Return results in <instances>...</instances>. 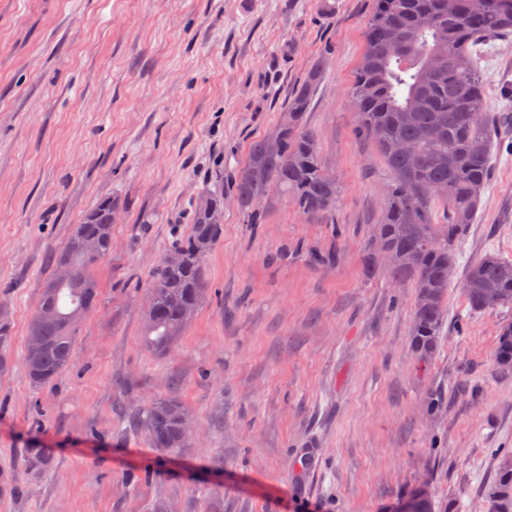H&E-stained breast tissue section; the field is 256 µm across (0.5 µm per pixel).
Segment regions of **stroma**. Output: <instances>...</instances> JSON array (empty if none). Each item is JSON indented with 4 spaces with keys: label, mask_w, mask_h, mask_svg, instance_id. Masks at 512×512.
<instances>
[{
    "label": "stroma",
    "mask_w": 512,
    "mask_h": 512,
    "mask_svg": "<svg viewBox=\"0 0 512 512\" xmlns=\"http://www.w3.org/2000/svg\"><path fill=\"white\" fill-rule=\"evenodd\" d=\"M374 0H0V299L13 340L0 375V512H392L424 487L434 512H493L512 452L507 310L471 311L459 282L429 364L412 347L415 291L368 273L390 173L354 130L348 88ZM322 72L304 120L344 186L332 223L274 199L247 223L230 194L251 143ZM487 111L512 94V40L480 60ZM458 270L512 259V126ZM224 189L206 258L210 298L164 355L142 344L155 267ZM123 210L94 268L100 293L72 364L27 381L24 348L51 256L99 199ZM176 396L198 436L152 448L131 421ZM52 458L42 477L20 458Z\"/></svg>",
    "instance_id": "stroma-1"
}]
</instances>
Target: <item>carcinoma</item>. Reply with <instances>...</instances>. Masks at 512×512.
Segmentation results:
<instances>
[{"instance_id": "obj_1", "label": "carcinoma", "mask_w": 512, "mask_h": 512, "mask_svg": "<svg viewBox=\"0 0 512 512\" xmlns=\"http://www.w3.org/2000/svg\"><path fill=\"white\" fill-rule=\"evenodd\" d=\"M512 36V0H375L365 40L366 51L348 96L356 130L374 141L391 173L386 206L369 247L374 269L416 290L412 336L424 363L438 345L446 314L448 285L457 267V245L473 223L487 188L498 130L512 115L489 114L475 48L498 36ZM320 74L314 67L294 90L281 120L268 136L253 142L234 176V203L259 223L275 191L291 200L310 221L332 220L342 193L327 177L314 135L305 128ZM224 209V192L204 193L195 207L193 230L176 238L152 274L144 312V339L157 354L169 352L208 298L206 257L222 234L204 203ZM446 217H434L436 206ZM121 202L105 197L76 225L51 257L52 270L67 262L71 276L45 281L39 307L25 341L24 374L35 388L55 381L71 363L79 327L98 302L93 266L112 248L113 217ZM460 286L470 309L512 308V260L488 254L469 265ZM55 309L46 321L42 311ZM12 341L10 317L0 316V372L8 369ZM498 362L512 366V322L500 335ZM191 417L175 397L151 400L134 417L153 447L162 452L186 448L181 417ZM23 466L34 476L50 469L49 460L30 448ZM495 512H512V470H500L494 484ZM394 512H433L432 498L417 489Z\"/></svg>"}]
</instances>
